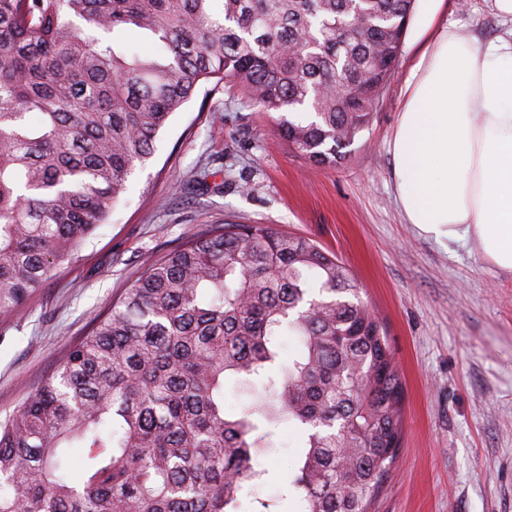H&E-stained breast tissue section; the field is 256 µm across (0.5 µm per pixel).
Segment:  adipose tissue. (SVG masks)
<instances>
[{
    "mask_svg": "<svg viewBox=\"0 0 512 512\" xmlns=\"http://www.w3.org/2000/svg\"><path fill=\"white\" fill-rule=\"evenodd\" d=\"M493 5L511 26L484 45L436 25L406 74L392 153L406 223L443 245L475 238L512 273V0Z\"/></svg>",
    "mask_w": 512,
    "mask_h": 512,
    "instance_id": "ef3b65f1",
    "label": "adipose tissue"
}]
</instances>
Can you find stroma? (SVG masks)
<instances>
[{
  "mask_svg": "<svg viewBox=\"0 0 512 512\" xmlns=\"http://www.w3.org/2000/svg\"><path fill=\"white\" fill-rule=\"evenodd\" d=\"M441 15L482 43L505 28L492 0H444ZM423 48L405 35L369 129L332 167L293 151L276 113L200 87L131 175L110 223L21 311L0 317V419L118 301L146 257L208 224H268L336 252L385 323L404 384L403 437L372 512H512V274L487 262L476 240L447 248L420 236L395 200L391 142L404 75ZM192 181L198 191L181 194ZM300 439L280 423L258 459L269 479L246 497L280 493Z\"/></svg>",
  "mask_w": 512,
  "mask_h": 512,
  "instance_id": "obj_1",
  "label": "stroma"
}]
</instances>
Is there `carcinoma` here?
<instances>
[{
    "label": "carcinoma",
    "mask_w": 512,
    "mask_h": 512,
    "mask_svg": "<svg viewBox=\"0 0 512 512\" xmlns=\"http://www.w3.org/2000/svg\"><path fill=\"white\" fill-rule=\"evenodd\" d=\"M214 2L0 0L1 317L109 223L205 83L279 113L311 163H340L396 75L414 8ZM127 27L157 54L107 38ZM285 336L297 346L283 366ZM229 377L256 396L234 412ZM403 397L385 324L336 253L266 224L210 225L147 259L0 421V512H244L287 420L302 432L296 468L251 512H370L399 456ZM71 448L85 449L80 483L63 475Z\"/></svg>",
    "instance_id": "1"
}]
</instances>
